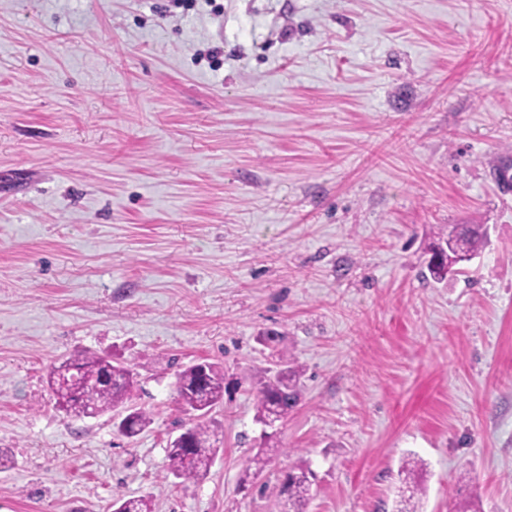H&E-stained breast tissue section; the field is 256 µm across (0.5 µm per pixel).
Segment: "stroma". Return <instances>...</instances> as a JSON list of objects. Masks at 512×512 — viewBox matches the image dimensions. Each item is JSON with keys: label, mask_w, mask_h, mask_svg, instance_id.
<instances>
[{"label": "stroma", "mask_w": 512, "mask_h": 512, "mask_svg": "<svg viewBox=\"0 0 512 512\" xmlns=\"http://www.w3.org/2000/svg\"><path fill=\"white\" fill-rule=\"evenodd\" d=\"M512 0H0V512H512ZM481 224L457 277L429 245ZM301 369L262 446L259 334ZM81 351L134 374L135 439L60 411ZM224 370L209 474L166 476L186 366ZM419 462L409 459L400 470V484L396 488L395 512H418L419 495L422 488L415 477ZM404 475V476H403ZM305 469L289 471L285 482L273 487L271 494L275 497L279 510L277 512H306L311 497V482Z\"/></svg>", "instance_id": "obj_1"}]
</instances>
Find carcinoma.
<instances>
[{
    "instance_id": "obj_1",
    "label": "carcinoma",
    "mask_w": 512,
    "mask_h": 512,
    "mask_svg": "<svg viewBox=\"0 0 512 512\" xmlns=\"http://www.w3.org/2000/svg\"><path fill=\"white\" fill-rule=\"evenodd\" d=\"M485 238L479 224L448 230L444 241L448 247L446 264L439 269L429 268L431 276L445 279L459 264L458 252L476 255ZM300 376L299 366L290 358L281 359L280 369L265 371L255 386L256 420L270 416L280 421L288 419L300 399ZM48 384L56 404L69 416L125 414L116 427L127 439L138 436L151 423L146 411L125 407L134 391L131 370L106 356L85 353L67 357L52 367ZM175 392L183 411L194 413L197 421L185 430L190 439L188 446L167 448L166 476L199 479L208 474L218 451L219 439L208 415L224 401V370L209 362L190 365L178 374ZM418 466V461L409 459L401 467L395 512H418L422 494L415 477ZM271 494L278 512H306L311 497L307 471L300 467L288 472L286 480L274 486ZM122 504L123 512H153L152 502L146 497L125 499Z\"/></svg>"
}]
</instances>
